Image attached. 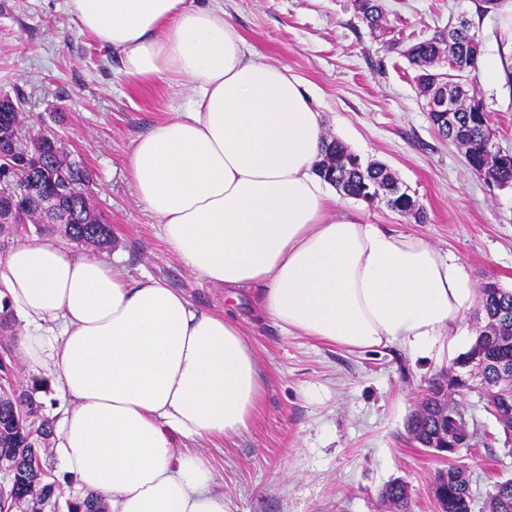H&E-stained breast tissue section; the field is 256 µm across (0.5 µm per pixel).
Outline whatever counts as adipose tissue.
<instances>
[{
	"instance_id": "adipose-tissue-1",
	"label": "adipose tissue",
	"mask_w": 512,
	"mask_h": 512,
	"mask_svg": "<svg viewBox=\"0 0 512 512\" xmlns=\"http://www.w3.org/2000/svg\"><path fill=\"white\" fill-rule=\"evenodd\" d=\"M79 32L138 82L190 87L131 143L127 175L169 251L230 297L255 292L284 335L427 358L456 343L481 295L459 259L365 223L317 172L322 117L286 66L256 56L224 0H67ZM484 81L512 66V0ZM21 321L16 353L62 394L59 472L112 512H231L217 474L181 439L228 440L257 412L256 351L227 316L151 275L53 237L0 259V298Z\"/></svg>"
}]
</instances>
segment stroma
Returning a JSON list of instances; mask_svg holds the SVG:
<instances>
[{"label": "stroma", "mask_w": 512, "mask_h": 512, "mask_svg": "<svg viewBox=\"0 0 512 512\" xmlns=\"http://www.w3.org/2000/svg\"><path fill=\"white\" fill-rule=\"evenodd\" d=\"M247 44L288 67L322 112L326 135L363 162L386 165L416 200L419 214L348 199L364 221L415 233L459 257L475 286L512 289V187L469 168L462 149L441 137L415 72L402 52L466 16L482 56L498 50L496 12L478 15L479 0H383L385 23L360 22L353 0H224ZM493 140L512 152V90L477 82ZM23 96L25 124L54 132L91 174L95 209L112 226V247L129 279L150 274L189 301L238 319L253 343L264 397L247 429L231 440L190 442L218 473L232 512H387L393 480L410 489V512H437L439 469L465 465L486 512L489 477L512 476V450L499 439L483 386L454 402L480 434L453 459L410 444L405 424L433 382L464 352L483 323L468 312L463 340L442 355L412 359L402 350L351 351L305 336H286L258 318L248 298L193 276L163 242L156 219L138 203L125 172L138 135L177 111L190 90L173 96L163 82L139 84L123 73L117 52L80 34L65 0H0V98Z\"/></svg>", "instance_id": "obj_1"}]
</instances>
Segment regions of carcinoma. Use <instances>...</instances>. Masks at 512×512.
<instances>
[{
    "mask_svg": "<svg viewBox=\"0 0 512 512\" xmlns=\"http://www.w3.org/2000/svg\"><path fill=\"white\" fill-rule=\"evenodd\" d=\"M359 19L378 29L384 18L381 0H355ZM481 40L474 23L461 16L448 22V28L401 52L416 71L419 92L432 103L446 93L451 115L442 122L433 120L439 134L451 138L450 129L464 131L454 137L465 150L469 167L490 178L498 186H512V155L504 154L491 137L487 106L479 97L471 75L478 70ZM22 99L4 100L0 109V145L8 146L0 155V236L10 233L14 224H36L48 232L57 224L65 227L74 242L105 248L112 242V230L91 208L89 174L68 158L59 138L48 131L30 127L22 130L19 121ZM318 172L342 195L369 202V192L385 188L404 199L397 210L422 215L416 201L387 167L379 162L363 164L358 155L338 139L325 142ZM481 326L470 348L458 361L478 360L483 364L481 384L488 391L490 413L506 436L512 435V398L494 389L512 372V290L495 286L482 289ZM42 383L28 389L0 395V460L9 465L0 483V503L9 509L15 503L37 499L53 508L61 494L53 480L54 463L45 453V444L54 435V425L43 415V403L36 393ZM463 392L470 384L462 374L448 372L433 383L429 393L406 423V431L425 449L448 440L445 452L452 454L476 438L456 404L446 402L444 390ZM433 496L438 512H472L474 495L465 467L451 464L438 472ZM489 512H512V478L496 480L486 492ZM383 499L398 512H409V490L400 481L389 482ZM68 512H106L102 500L90 496L83 502L71 500Z\"/></svg>",
    "mask_w": 512,
    "mask_h": 512,
    "instance_id": "carcinoma-1",
    "label": "carcinoma"
}]
</instances>
